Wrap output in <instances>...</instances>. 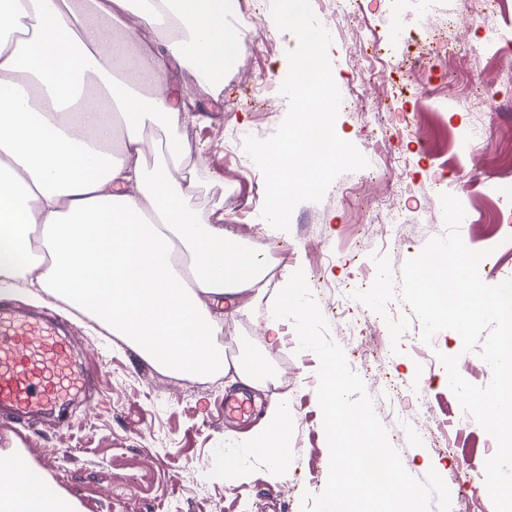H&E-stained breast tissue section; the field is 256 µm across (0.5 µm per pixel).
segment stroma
<instances>
[{
  "instance_id": "1",
  "label": "stroma",
  "mask_w": 512,
  "mask_h": 512,
  "mask_svg": "<svg viewBox=\"0 0 512 512\" xmlns=\"http://www.w3.org/2000/svg\"><path fill=\"white\" fill-rule=\"evenodd\" d=\"M311 5L333 39L328 56L341 93L336 131L370 166L387 165L389 197L410 205L407 221L385 238L364 235L370 221L365 197L342 200L346 188L360 181L354 171L338 176L321 201L297 205L289 231L265 224L264 178L245 152L244 140L270 137L285 118L288 102L280 88L289 69L286 53L296 39L278 29L272 0H228L229 22L249 28L251 37L229 50L219 94L194 93L193 108L203 123L176 129L151 123L145 133L157 149L181 140L202 152L203 187L192 190V203L221 207L246 244L268 258L270 298L227 317L217 342L230 348L236 340H247L249 354L274 370L255 397L265 406L275 396H288L296 423L287 461L280 469L247 448L256 418L225 420L223 377L189 380L168 374L49 297L40 308L71 319L73 355L91 378V392L69 408L64 425L53 417L33 427L0 419V446L17 441L84 512H301L303 495L324 491L330 454L317 397L319 360L314 352L299 350L293 323H285L282 344L267 346L262 335L272 296L284 287L290 266L304 270L331 338L362 378L407 472L424 478L423 461L431 459L451 493L452 512H494L484 484L485 463L497 443L444 383L447 370L439 356H458L460 374L478 387L490 383V365L479 351L463 352L454 331H440L424 343L416 320L392 341L384 318L406 313L407 305L393 300L381 316L354 293L372 284L376 258L387 257L393 277H400L408 259L446 234L440 198L431 188L439 177L444 192L465 209L460 226L465 244L498 251L497 258L482 261V280L495 285L512 272V239L501 238L496 223L498 212L512 206V87L487 75L495 47L481 33L475 0H431L427 15L419 0H384L378 6L361 0L363 25L384 36L390 53L388 61L375 64L386 130L372 138L371 116L353 95L359 78L347 34L350 22L329 18L325 0ZM441 36L465 47L466 57L452 61L432 54ZM416 57L427 60L419 96L407 69ZM249 72L270 78L266 92L246 80ZM465 85L484 93L493 113L469 111L458 101L452 90ZM478 121L490 131V146L475 166L467 132ZM229 439L236 442L239 465L228 473L224 443Z\"/></svg>"
}]
</instances>
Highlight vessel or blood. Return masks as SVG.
I'll return each instance as SVG.
<instances>
[{"label": "vessel or blood", "mask_w": 512, "mask_h": 512, "mask_svg": "<svg viewBox=\"0 0 512 512\" xmlns=\"http://www.w3.org/2000/svg\"><path fill=\"white\" fill-rule=\"evenodd\" d=\"M87 386L55 316L37 317L0 301V415L32 418L68 404Z\"/></svg>", "instance_id": "1"}]
</instances>
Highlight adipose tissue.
<instances>
[{
    "instance_id": "1",
    "label": "adipose tissue",
    "mask_w": 512,
    "mask_h": 512,
    "mask_svg": "<svg viewBox=\"0 0 512 512\" xmlns=\"http://www.w3.org/2000/svg\"><path fill=\"white\" fill-rule=\"evenodd\" d=\"M243 38L224 0H0V300L62 299L177 375L260 388L262 359L227 360L224 318L267 291L266 257L223 214L192 207L180 174L203 165L179 144L146 167L147 123H197L163 81L176 68L219 93ZM293 277L264 325L311 316ZM295 415L272 400L248 445L284 458ZM0 512H80L17 445L0 448Z\"/></svg>"
}]
</instances>
